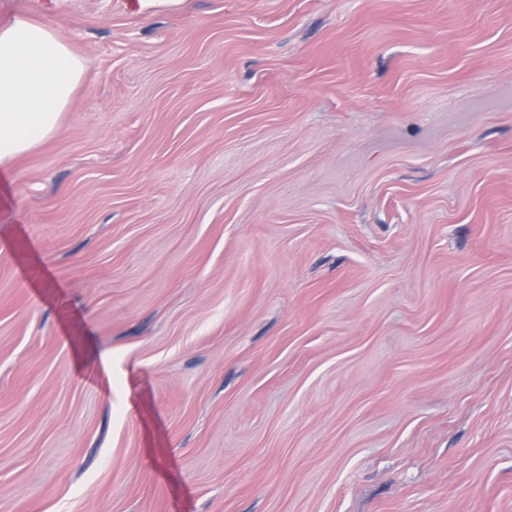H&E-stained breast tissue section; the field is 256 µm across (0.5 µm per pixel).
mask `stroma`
Instances as JSON below:
<instances>
[{
	"label": "stroma",
	"mask_w": 512,
	"mask_h": 512,
	"mask_svg": "<svg viewBox=\"0 0 512 512\" xmlns=\"http://www.w3.org/2000/svg\"><path fill=\"white\" fill-rule=\"evenodd\" d=\"M19 11L0 512H512V0ZM84 72L50 21L20 13L0 24V166L58 132Z\"/></svg>",
	"instance_id": "obj_1"
}]
</instances>
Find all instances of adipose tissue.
Here are the masks:
<instances>
[{
	"instance_id": "1",
	"label": "adipose tissue",
	"mask_w": 512,
	"mask_h": 512,
	"mask_svg": "<svg viewBox=\"0 0 512 512\" xmlns=\"http://www.w3.org/2000/svg\"><path fill=\"white\" fill-rule=\"evenodd\" d=\"M84 72L50 21L20 13L0 24V166L58 132Z\"/></svg>"
}]
</instances>
